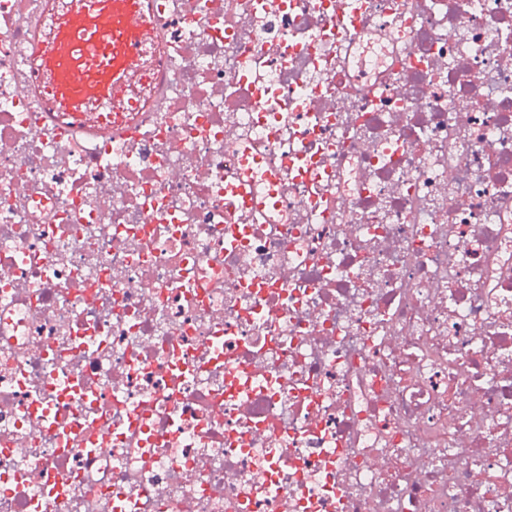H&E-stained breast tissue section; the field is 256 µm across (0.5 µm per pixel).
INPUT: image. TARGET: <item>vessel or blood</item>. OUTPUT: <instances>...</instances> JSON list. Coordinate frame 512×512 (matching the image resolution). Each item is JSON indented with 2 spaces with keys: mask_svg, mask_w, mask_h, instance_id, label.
Wrapping results in <instances>:
<instances>
[{
  "mask_svg": "<svg viewBox=\"0 0 512 512\" xmlns=\"http://www.w3.org/2000/svg\"><path fill=\"white\" fill-rule=\"evenodd\" d=\"M148 24L149 0H75L74 9L58 17L52 44H33L38 69L51 78L55 109L76 118V132L97 135L79 121L85 104L123 96Z\"/></svg>",
  "mask_w": 512,
  "mask_h": 512,
  "instance_id": "b4317fda",
  "label": "vessel or blood"
}]
</instances>
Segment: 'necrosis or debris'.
Wrapping results in <instances>:
<instances>
[{"mask_svg": "<svg viewBox=\"0 0 512 512\" xmlns=\"http://www.w3.org/2000/svg\"><path fill=\"white\" fill-rule=\"evenodd\" d=\"M73 2L0 0V512H512V0H150L80 141Z\"/></svg>", "mask_w": 512, "mask_h": 512, "instance_id": "4bbe7bcc", "label": "necrosis or debris"}]
</instances>
